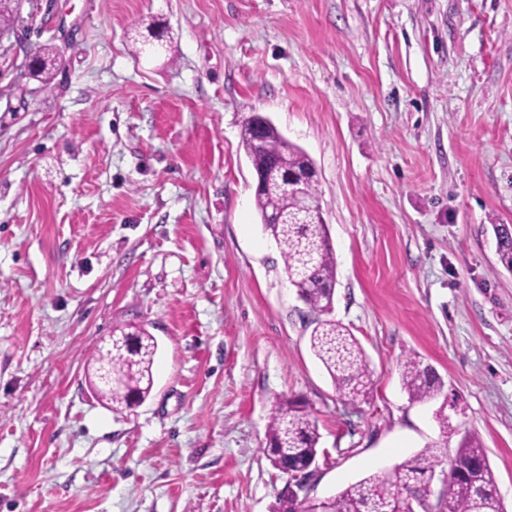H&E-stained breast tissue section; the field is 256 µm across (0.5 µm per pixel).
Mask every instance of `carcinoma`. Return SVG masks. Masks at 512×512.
<instances>
[{
    "mask_svg": "<svg viewBox=\"0 0 512 512\" xmlns=\"http://www.w3.org/2000/svg\"><path fill=\"white\" fill-rule=\"evenodd\" d=\"M242 144L258 173L304 172L313 166L305 151L285 140L275 125L260 133L246 121ZM259 215L276 213L281 224H266L264 230L281 248L284 271L299 298L321 315L310 336V347L321 361L336 393L351 403L366 400L372 390V371L364 351L349 329L323 318L332 312L336 284V257L328 227L316 224L295 208L294 195L270 186L255 193ZM500 264L512 271V233L505 224L493 225ZM157 341L148 331L133 327L112 332V346L98 349L93 370L108 369L122 379L124 388L112 391L105 382L98 398L115 412L144 401L154 384L153 367ZM402 382L413 402H427L443 387L440 376L416 356L403 363ZM320 434L307 405L295 397L279 399L271 409L263 453L272 467L286 475L301 466L314 464ZM442 463L438 448L428 446L413 458L395 465L391 471L365 477L343 489L321 506L325 512H394L406 498L425 489ZM485 512H497L500 496L493 481L486 450L480 438L465 433L451 459L448 477L442 481L439 512H473L476 499Z\"/></svg>",
    "mask_w": 512,
    "mask_h": 512,
    "instance_id": "obj_1",
    "label": "carcinoma"
}]
</instances>
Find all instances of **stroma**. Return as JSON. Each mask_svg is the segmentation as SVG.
I'll return each mask as SVG.
<instances>
[{
    "mask_svg": "<svg viewBox=\"0 0 512 512\" xmlns=\"http://www.w3.org/2000/svg\"><path fill=\"white\" fill-rule=\"evenodd\" d=\"M0 31V512H274L272 406L305 401L319 502L480 437L512 512V0H14ZM162 44L136 51L148 24ZM42 53L49 84L30 75ZM302 148L336 253L342 399L255 209L252 113ZM156 337L121 413L87 371ZM444 382L410 400L401 365ZM446 407L454 429L436 418ZM497 240V254L500 264L512 271V234L507 230V224H497L493 227ZM310 347L321 361L339 396L350 403L365 401L372 390V371L349 329L333 319H318ZM131 329L113 330L112 348L100 347L93 359V372L106 368L122 379V391L112 392L104 381L98 387V398L115 412L130 409L134 402L145 401L154 384L157 341L145 329L136 326Z\"/></svg>",
    "mask_w": 512,
    "mask_h": 512,
    "instance_id": "35a3bbf8",
    "label": "stroma"
}]
</instances>
